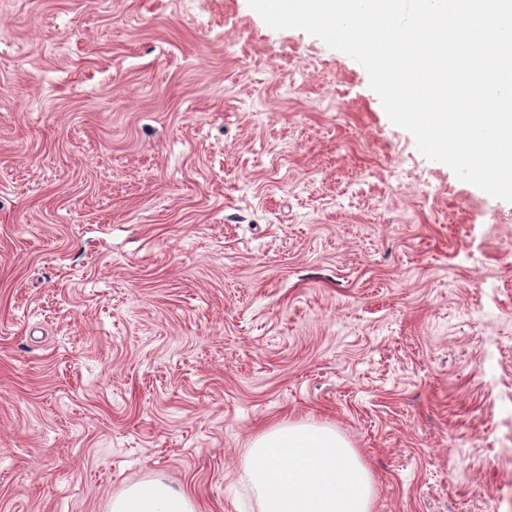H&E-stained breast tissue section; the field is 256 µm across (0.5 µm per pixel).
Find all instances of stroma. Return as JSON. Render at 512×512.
Listing matches in <instances>:
<instances>
[{"instance_id": "stroma-1", "label": "stroma", "mask_w": 512, "mask_h": 512, "mask_svg": "<svg viewBox=\"0 0 512 512\" xmlns=\"http://www.w3.org/2000/svg\"><path fill=\"white\" fill-rule=\"evenodd\" d=\"M286 418L372 512H512V202L248 0H0V512H259ZM111 512H196L192 500L161 479L130 486L112 499Z\"/></svg>"}]
</instances>
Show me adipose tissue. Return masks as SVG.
<instances>
[{
  "label": "adipose tissue",
  "mask_w": 512,
  "mask_h": 512,
  "mask_svg": "<svg viewBox=\"0 0 512 512\" xmlns=\"http://www.w3.org/2000/svg\"><path fill=\"white\" fill-rule=\"evenodd\" d=\"M259 512H371L372 475L327 424L283 420L257 435L243 465ZM111 512H196L192 500L160 479L130 486Z\"/></svg>",
  "instance_id": "adipose-tissue-1"
}]
</instances>
